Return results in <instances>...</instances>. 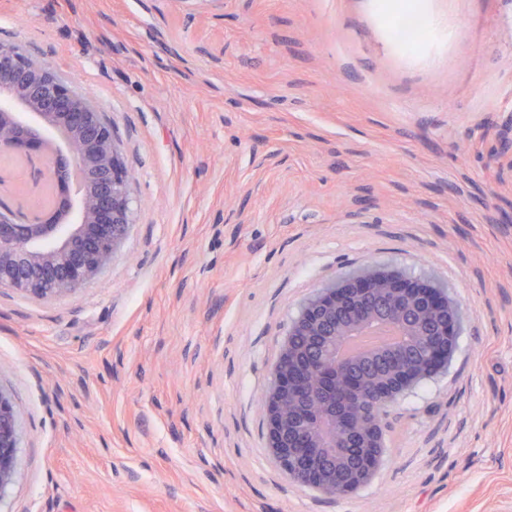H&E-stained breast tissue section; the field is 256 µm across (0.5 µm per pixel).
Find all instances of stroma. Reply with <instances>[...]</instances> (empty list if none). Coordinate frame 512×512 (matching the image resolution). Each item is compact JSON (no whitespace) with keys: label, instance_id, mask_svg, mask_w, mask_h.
<instances>
[{"label":"stroma","instance_id":"stroma-1","mask_svg":"<svg viewBox=\"0 0 512 512\" xmlns=\"http://www.w3.org/2000/svg\"><path fill=\"white\" fill-rule=\"evenodd\" d=\"M0 0V42L112 124L133 223L75 296L0 290V512H512V0ZM470 143L471 153L456 147ZM369 264L432 281L446 366L389 403L371 482L269 449L289 325ZM19 448V429L12 398L0 388V496L13 483Z\"/></svg>","mask_w":512,"mask_h":512}]
</instances>
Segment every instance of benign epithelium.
Here are the masks:
<instances>
[{"instance_id": "1", "label": "benign epithelium", "mask_w": 512, "mask_h": 512, "mask_svg": "<svg viewBox=\"0 0 512 512\" xmlns=\"http://www.w3.org/2000/svg\"><path fill=\"white\" fill-rule=\"evenodd\" d=\"M18 189L52 186L38 209L0 202V289L72 296L112 259L132 224L133 180L112 128L91 99L49 64L0 42V163ZM73 169L78 188L67 196ZM458 308L429 281L369 265L319 290L288 335L264 395L269 447L296 480L345 496L365 486L379 463L382 433L374 409L448 363ZM395 328L402 362L381 351L341 360L345 339L374 325ZM19 429L12 398L0 388V496L13 483Z\"/></svg>"}]
</instances>
